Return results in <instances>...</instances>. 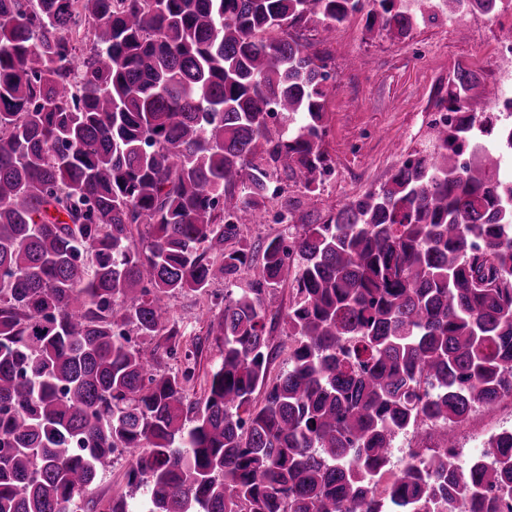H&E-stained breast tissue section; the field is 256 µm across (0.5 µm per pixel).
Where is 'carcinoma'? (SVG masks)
I'll list each match as a JSON object with an SVG mask.
<instances>
[{
    "label": "carcinoma",
    "mask_w": 512,
    "mask_h": 512,
    "mask_svg": "<svg viewBox=\"0 0 512 512\" xmlns=\"http://www.w3.org/2000/svg\"><path fill=\"white\" fill-rule=\"evenodd\" d=\"M409 36L402 0H0V512H67L131 455L138 505L104 512H457L512 496V432L467 468L457 429L512 402V179L463 165L486 111L459 63L387 182L252 255L224 244L266 212L272 170L320 194L328 39ZM287 371L266 297L287 277ZM220 348L168 300L222 281ZM135 335L154 344L146 351ZM183 358L176 371L166 360ZM413 436L409 460L391 448ZM224 288V282L221 281L210 289L209 294L176 295L170 301L171 314L183 332L180 342L188 348H192V344L201 343L195 378L190 384V400H195L203 394L207 374L219 359V349L212 336L207 335V329L209 321L224 306V303L216 306V301L220 302L224 297ZM212 293L219 294V300H215Z\"/></svg>",
    "instance_id": "cac0c4a2"
}]
</instances>
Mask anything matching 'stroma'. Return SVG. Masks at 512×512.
Segmentation results:
<instances>
[{
  "mask_svg": "<svg viewBox=\"0 0 512 512\" xmlns=\"http://www.w3.org/2000/svg\"><path fill=\"white\" fill-rule=\"evenodd\" d=\"M446 19V13L425 12L408 38L392 40L369 31L367 15L360 12L340 25L329 41L312 44V51L332 58L325 148L332 159L333 174L325 179L320 196L313 202L299 183L282 175L273 178L269 211L289 206L299 215L311 210L325 215L386 182L408 154L427 144V116L436 111L457 63L481 64L489 102L503 98L504 90L488 60L503 28L477 15L463 18V40L459 47L448 49L434 44ZM223 291L224 285L219 282L212 293L182 294L170 301L183 346H201L189 390L193 400L203 394L207 374L219 359V350L207 329L219 311L215 297ZM489 424L511 428L512 404L479 410L459 428L463 458L481 451L479 434Z\"/></svg>",
  "mask_w": 512,
  "mask_h": 512,
  "instance_id": "35a3bbf8",
  "label": "stroma"
}]
</instances>
